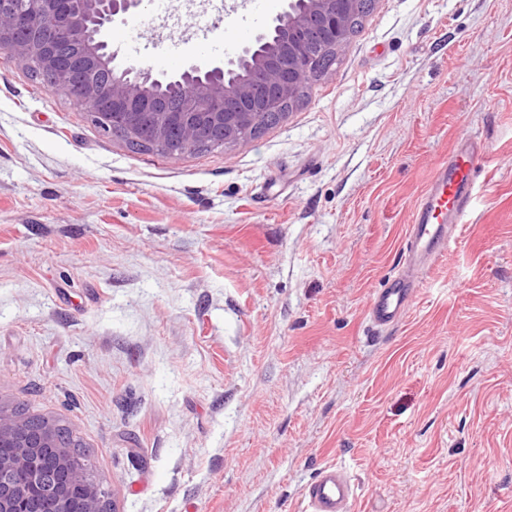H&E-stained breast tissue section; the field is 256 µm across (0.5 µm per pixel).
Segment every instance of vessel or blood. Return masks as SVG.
Wrapping results in <instances>:
<instances>
[{
    "label": "vessel or blood",
    "mask_w": 512,
    "mask_h": 512,
    "mask_svg": "<svg viewBox=\"0 0 512 512\" xmlns=\"http://www.w3.org/2000/svg\"><path fill=\"white\" fill-rule=\"evenodd\" d=\"M481 159L482 152L474 138L463 136L448 159L436 165L415 204L402 264L367 304V316L375 325L391 326L406 314L421 284L420 271L447 252L448 227L461 223L467 214ZM304 498L309 512H353L355 484L344 467L327 464L306 485Z\"/></svg>",
    "instance_id": "obj_1"
}]
</instances>
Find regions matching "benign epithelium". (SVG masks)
Returning <instances> with one entry per match:
<instances>
[{"label": "benign epithelium", "mask_w": 512, "mask_h": 512, "mask_svg": "<svg viewBox=\"0 0 512 512\" xmlns=\"http://www.w3.org/2000/svg\"><path fill=\"white\" fill-rule=\"evenodd\" d=\"M375 0H286L255 37L224 62L185 65L158 78L112 67L108 32L143 0H0V50L45 75L53 92L80 106L102 132L129 147L177 159L198 147L227 148L246 133L283 121L306 84L333 72L327 54L348 39L352 21ZM0 512H112L93 462L77 455L67 427L0 404ZM25 476L22 488L11 481ZM81 487L74 496L72 485Z\"/></svg>", "instance_id": "obj_1"}]
</instances>
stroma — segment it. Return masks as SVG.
<instances>
[{
    "mask_svg": "<svg viewBox=\"0 0 512 512\" xmlns=\"http://www.w3.org/2000/svg\"><path fill=\"white\" fill-rule=\"evenodd\" d=\"M284 0H147L117 65L223 60ZM487 147L404 318L366 316L457 137ZM0 403L116 512H512V0H376L279 125L131 151L0 51ZM304 499L308 512H352L355 511V484L344 467L326 464L306 485Z\"/></svg>",
    "mask_w": 512,
    "mask_h": 512,
    "instance_id": "35a3bbf8",
    "label": "stroma"
}]
</instances>
